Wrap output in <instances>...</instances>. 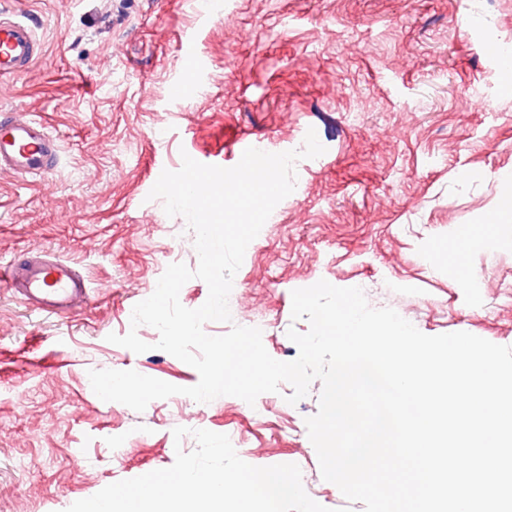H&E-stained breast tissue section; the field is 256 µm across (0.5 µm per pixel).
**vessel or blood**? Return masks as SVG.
Here are the masks:
<instances>
[{"instance_id":"1","label":"vessel or blood","mask_w":512,"mask_h":512,"mask_svg":"<svg viewBox=\"0 0 512 512\" xmlns=\"http://www.w3.org/2000/svg\"><path fill=\"white\" fill-rule=\"evenodd\" d=\"M42 51L34 25L0 16V75L27 71ZM56 138L37 116L0 117V169L19 176H42L52 170ZM9 279L26 301L58 311L71 309L85 294L84 282L64 262L39 256L10 264Z\"/></svg>"}]
</instances>
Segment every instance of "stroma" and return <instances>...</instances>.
<instances>
[{"label":"stroma","mask_w":512,"mask_h":512,"mask_svg":"<svg viewBox=\"0 0 512 512\" xmlns=\"http://www.w3.org/2000/svg\"><path fill=\"white\" fill-rule=\"evenodd\" d=\"M44 43L26 71L0 75V114L40 115L58 141L50 173H0V266L69 263L86 295L64 313L24 301L0 276V512H65L105 486L194 450L177 427L235 429L254 466L303 457L302 480L330 512H364L323 479L305 425L321 381L239 398L185 395L137 412L94 393L92 369L134 370L191 387L199 374L137 331L141 354L108 342L168 265L196 268L194 233L148 194L183 156L230 168L243 146L325 152L295 164L296 186L247 247L232 317L257 313L276 360L298 355L293 290L365 283L372 307L403 310L427 335L468 332L512 346V0H0ZM198 69H190L189 59ZM190 88L172 97V83ZM490 240L493 250L474 248Z\"/></svg>","instance_id":"stroma-1"}]
</instances>
